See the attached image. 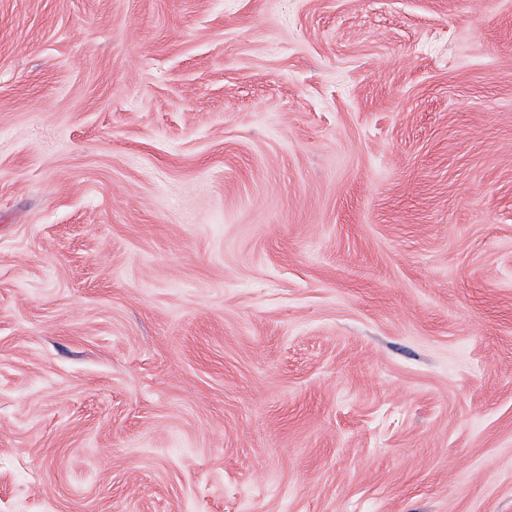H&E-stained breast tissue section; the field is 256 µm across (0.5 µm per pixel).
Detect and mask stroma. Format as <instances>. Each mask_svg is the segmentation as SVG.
I'll return each instance as SVG.
<instances>
[{"instance_id":"stroma-1","label":"stroma","mask_w":512,"mask_h":512,"mask_svg":"<svg viewBox=\"0 0 512 512\" xmlns=\"http://www.w3.org/2000/svg\"><path fill=\"white\" fill-rule=\"evenodd\" d=\"M0 512H512V0H0Z\"/></svg>"}]
</instances>
